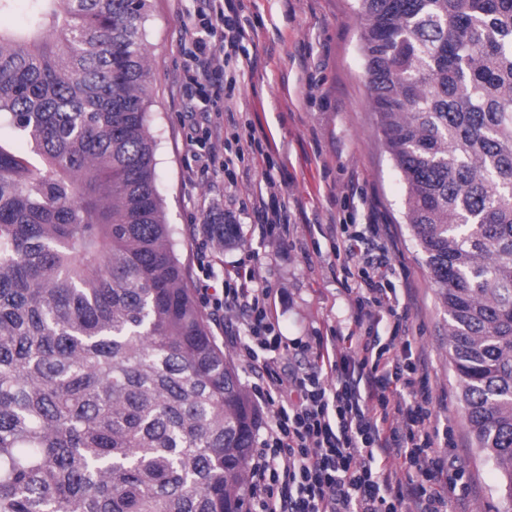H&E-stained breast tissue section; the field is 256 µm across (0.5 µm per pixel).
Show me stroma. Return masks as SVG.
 <instances>
[{
    "mask_svg": "<svg viewBox=\"0 0 512 512\" xmlns=\"http://www.w3.org/2000/svg\"><path fill=\"white\" fill-rule=\"evenodd\" d=\"M144 43L150 70L149 124L156 139L157 188L177 255L192 291L221 288L222 274L256 271L273 290V311L289 342L347 336L354 329L351 297L335 253L347 239L334 224H377L390 251L393 282L404 295L409 336L425 357L434 423L451 430L469 480L465 512H503L500 475L469 434L459 385L448 356L446 315L417 240L403 215L405 187L382 146L361 53L354 0H245L251 39L225 111L234 116L217 141L218 155L235 138L254 134L261 153L245 158V173L229 187L221 167L201 171L185 145L193 91L183 71L187 23L182 0H149ZM273 177L288 203L287 235L263 232L251 210L254 181ZM231 219L239 235L210 242L214 268L200 271L194 225Z\"/></svg>",
    "mask_w": 512,
    "mask_h": 512,
    "instance_id": "35a3bbf8",
    "label": "stroma"
}]
</instances>
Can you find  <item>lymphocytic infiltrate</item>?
<instances>
[{
	"mask_svg": "<svg viewBox=\"0 0 512 512\" xmlns=\"http://www.w3.org/2000/svg\"><path fill=\"white\" fill-rule=\"evenodd\" d=\"M183 38L196 110L209 119L205 140L224 130L222 103L233 92L226 67L248 37L244 0H192ZM378 225L352 235L346 261L360 259L349 294L355 332L343 352L316 337L301 345L297 368L273 313L272 290L239 272L224 274L215 310L232 312L242 328L230 341L250 366L256 403L270 421L253 452L249 512H449L451 493L467 485L449 455L451 433L432 425V391L424 359L413 349L398 310L396 273Z\"/></svg>",
	"mask_w": 512,
	"mask_h": 512,
	"instance_id": "f902f5d3",
	"label": "lymphocytic infiltrate"
}]
</instances>
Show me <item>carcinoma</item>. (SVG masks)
<instances>
[{"label":"carcinoma","mask_w":512,"mask_h":512,"mask_svg":"<svg viewBox=\"0 0 512 512\" xmlns=\"http://www.w3.org/2000/svg\"><path fill=\"white\" fill-rule=\"evenodd\" d=\"M0 29V512H246L260 413L156 190L148 0ZM382 145L512 512V0H356Z\"/></svg>","instance_id":"1"}]
</instances>
